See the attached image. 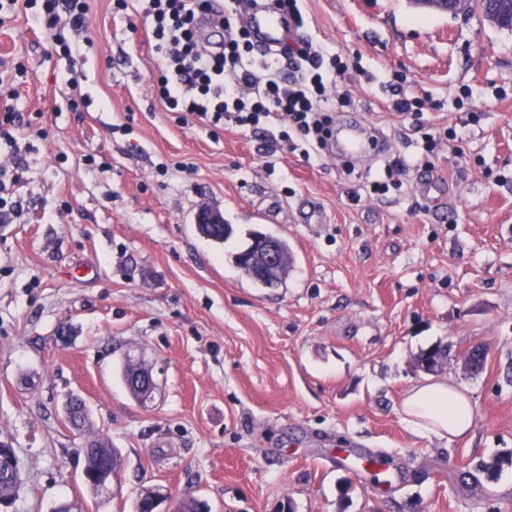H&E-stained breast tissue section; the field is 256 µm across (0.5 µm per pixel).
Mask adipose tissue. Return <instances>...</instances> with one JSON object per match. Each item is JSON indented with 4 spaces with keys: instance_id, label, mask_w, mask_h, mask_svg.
<instances>
[{
    "instance_id": "ef3b65f1",
    "label": "adipose tissue",
    "mask_w": 512,
    "mask_h": 512,
    "mask_svg": "<svg viewBox=\"0 0 512 512\" xmlns=\"http://www.w3.org/2000/svg\"><path fill=\"white\" fill-rule=\"evenodd\" d=\"M402 411L411 427L439 438H453L470 432L474 409L469 398L448 383L426 379L406 394Z\"/></svg>"
}]
</instances>
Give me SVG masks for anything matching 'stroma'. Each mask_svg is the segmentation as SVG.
Masks as SVG:
<instances>
[{
  "label": "stroma",
  "instance_id": "obj_1",
  "mask_svg": "<svg viewBox=\"0 0 512 512\" xmlns=\"http://www.w3.org/2000/svg\"><path fill=\"white\" fill-rule=\"evenodd\" d=\"M88 5L73 74L25 13L0 27L17 92L0 113L24 120L27 202L0 218V440L22 475L8 512H134L157 484L211 512H512V466L485 468L512 451V31L478 9L300 0L304 38L348 65L330 105L386 144L348 171L274 130L178 122L150 80L143 19ZM399 77L424 127L477 119L432 165L391 175L418 140L390 106ZM376 180L386 194L370 195ZM204 205L232 224L225 243L198 232ZM254 232L287 240L285 285L231 263ZM476 344L486 361L471 371ZM437 345L448 356L430 374L418 359ZM129 354L153 374L150 400L120 375ZM430 376L471 399L468 436L405 419L406 392ZM73 395L89 410L81 430L64 417ZM93 436L121 454L109 498L83 481L77 450Z\"/></svg>",
  "mask_w": 512,
  "mask_h": 512
}]
</instances>
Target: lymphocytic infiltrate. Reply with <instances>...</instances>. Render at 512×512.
<instances>
[{
  "mask_svg": "<svg viewBox=\"0 0 512 512\" xmlns=\"http://www.w3.org/2000/svg\"><path fill=\"white\" fill-rule=\"evenodd\" d=\"M32 10L35 26L71 54L86 24L87 0H0V26L18 9ZM162 67L155 90L168 109L198 117L210 130L226 123L281 128L312 152L324 150L334 117L322 97L324 68L338 69L331 50L302 41L256 54L236 11L221 0H145ZM292 75L281 78L282 67Z\"/></svg>",
  "mask_w": 512,
  "mask_h": 512,
  "instance_id": "f902f5d3",
  "label": "lymphocytic infiltrate"
}]
</instances>
